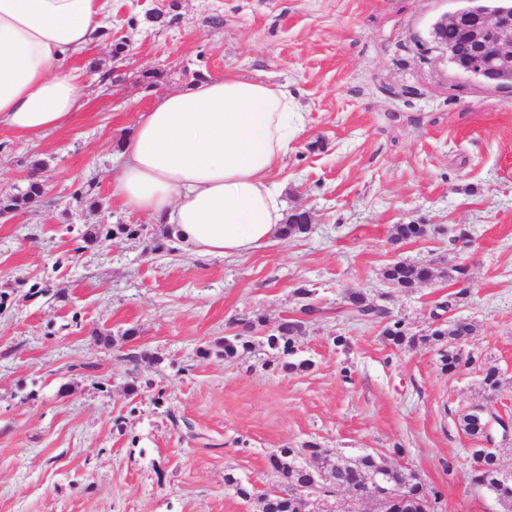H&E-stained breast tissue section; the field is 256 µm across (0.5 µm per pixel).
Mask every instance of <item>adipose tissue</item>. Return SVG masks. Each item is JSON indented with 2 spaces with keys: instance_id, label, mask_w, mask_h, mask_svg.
<instances>
[{
  "instance_id": "ef3b65f1",
  "label": "adipose tissue",
  "mask_w": 512,
  "mask_h": 512,
  "mask_svg": "<svg viewBox=\"0 0 512 512\" xmlns=\"http://www.w3.org/2000/svg\"><path fill=\"white\" fill-rule=\"evenodd\" d=\"M112 0H0V127L39 136L82 106L71 55L100 43ZM284 86L235 74L157 97L122 146L113 193L187 250L238 257L276 237L272 173L304 126Z\"/></svg>"
}]
</instances>
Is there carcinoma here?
<instances>
[{"label":"carcinoma","instance_id":"obj_1","mask_svg":"<svg viewBox=\"0 0 512 512\" xmlns=\"http://www.w3.org/2000/svg\"><path fill=\"white\" fill-rule=\"evenodd\" d=\"M456 12L462 14L480 12L495 14L499 12L512 13V0H460ZM428 41L432 47L448 44V64L459 74L479 83L490 84L497 88L512 87V68L494 69L489 74H469L468 61L470 46L461 37L460 32L444 25V17L434 20L428 31ZM43 196L42 184L33 181L20 194L11 197L12 205L20 203H35ZM311 231L300 212H292L285 217L281 226V236L284 238L305 235ZM385 280L396 288L406 289L414 287V284L429 276L433 271L427 266H419L404 261H396L389 264L382 272ZM348 308L353 317L364 321H382L387 316L384 308L371 303L359 291H353L348 296ZM305 332V321L293 318H285L281 321V334L266 338V345L271 353L264 362L267 367L275 364L282 368L295 370L306 367L305 362L298 364L289 361L296 354V340ZM474 333L472 324L465 321L451 322L444 329H434L428 334L420 336L408 335L402 321L390 320L387 322L383 336L390 343L400 346L404 343L415 344L417 342L434 346L448 341L460 343ZM223 355L226 358L235 357L239 350H247L248 342L241 333L224 337L220 343ZM310 455L317 454V446L307 444L301 448H281L269 456V465L273 472L281 478L280 484L260 494L259 503L261 512H302L303 506L291 497V487L298 481H318L323 475L339 476L347 465L348 458L335 453L321 458L318 467L306 468L303 465L305 452ZM486 454V463L482 469L474 472V481L485 490L495 494L499 500L507 505H512V483L503 484L500 472L499 458L505 450L480 449ZM360 470L367 476L373 475L379 468L380 458L361 454L353 457Z\"/></svg>","mask_w":512,"mask_h":512}]
</instances>
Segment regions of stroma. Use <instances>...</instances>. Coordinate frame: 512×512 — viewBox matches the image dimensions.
<instances>
[{
	"instance_id": "obj_1",
	"label": "stroma",
	"mask_w": 512,
	"mask_h": 512,
	"mask_svg": "<svg viewBox=\"0 0 512 512\" xmlns=\"http://www.w3.org/2000/svg\"><path fill=\"white\" fill-rule=\"evenodd\" d=\"M456 7L113 0L107 39L69 61L85 78L74 120L33 138L0 128V194L47 184L0 219V512H259L280 482L270 454L309 443L384 455L438 512H504L473 482L479 442L459 418L477 404L512 418V88L424 52L429 24ZM227 72L295 96L305 126L274 178L313 230L236 258L171 252L165 226L112 195L120 144L157 96ZM409 223L427 234L396 240ZM91 226L105 237L83 244ZM398 260L435 277L392 287L381 273ZM459 265L469 294L438 312ZM355 288L412 334L467 319L459 369L353 319ZM307 302L317 315L303 317ZM285 317L306 320L300 369L265 367L256 332L251 350L215 354L242 321Z\"/></svg>"
}]
</instances>
